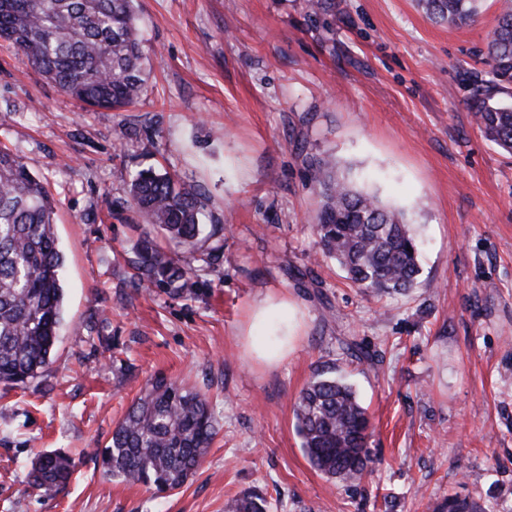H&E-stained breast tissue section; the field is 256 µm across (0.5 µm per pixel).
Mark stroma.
<instances>
[{"mask_svg":"<svg viewBox=\"0 0 512 512\" xmlns=\"http://www.w3.org/2000/svg\"><path fill=\"white\" fill-rule=\"evenodd\" d=\"M500 0L469 26L416 0H137L139 104L83 110L0 41V142L58 201L63 325L34 382L0 385V512H429L461 494L512 512V154L478 129ZM407 214L422 274L408 293L351 285L315 230L309 156ZM176 172L224 227L197 295L131 284L134 175ZM377 350L353 362L346 343ZM352 385L372 462L349 488L308 463L293 406L315 372ZM206 393L217 435L170 495L103 474L104 447L148 380ZM75 463L52 498L37 451ZM229 512H270V503L257 493H246L234 499L229 505Z\"/></svg>","mask_w":512,"mask_h":512,"instance_id":"stroma-1","label":"stroma"}]
</instances>
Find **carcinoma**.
<instances>
[{
  "mask_svg": "<svg viewBox=\"0 0 512 512\" xmlns=\"http://www.w3.org/2000/svg\"><path fill=\"white\" fill-rule=\"evenodd\" d=\"M135 0H0V40L21 60L84 107L122 110L144 92L143 51ZM427 15L464 26L478 15L481 0H421ZM487 83L512 85V0H502L487 43ZM484 136L512 153V105L479 95L471 102ZM311 181L323 205L316 230L323 251L336 259L356 287L378 293L407 292L421 275L418 242L406 214L345 176H333L329 159L310 158ZM130 205L143 221L132 246L137 288L156 287L170 295L196 293L198 272L222 252L216 245L199 252L200 265L180 264L158 245L154 230L178 247L196 249L217 236V225L200 223L202 194L154 167L132 180ZM55 200L23 158L0 147V384L26 385L51 361L63 320L61 271L64 257L55 223ZM346 349L370 366L379 355L358 343ZM293 414L304 454L313 469L345 485H357L371 462V422L351 386L324 372L301 391ZM216 434L206 394L155 376L116 424L108 445L93 451L103 472L140 484L156 494L182 488L209 453ZM72 461L58 451H40L28 473L44 496L69 479ZM452 496L434 512H473ZM229 512H270L257 493L234 499Z\"/></svg>",
  "mask_w": 512,
  "mask_h": 512,
  "instance_id": "obj_1",
  "label": "carcinoma"
}]
</instances>
